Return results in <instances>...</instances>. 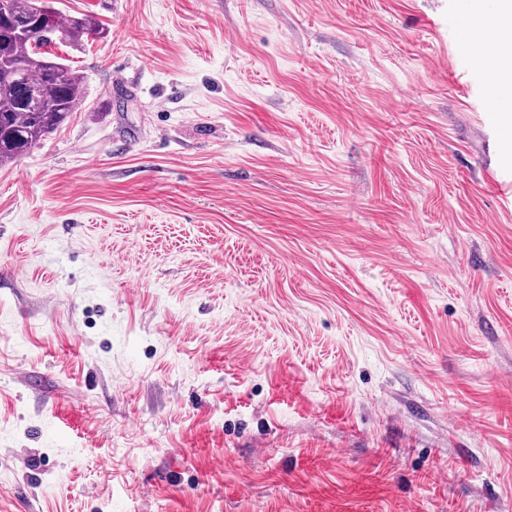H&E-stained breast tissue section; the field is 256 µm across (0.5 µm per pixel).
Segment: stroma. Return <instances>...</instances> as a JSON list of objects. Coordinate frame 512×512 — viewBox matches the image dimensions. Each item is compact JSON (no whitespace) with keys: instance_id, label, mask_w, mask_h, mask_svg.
Wrapping results in <instances>:
<instances>
[{"instance_id":"1","label":"stroma","mask_w":512,"mask_h":512,"mask_svg":"<svg viewBox=\"0 0 512 512\" xmlns=\"http://www.w3.org/2000/svg\"><path fill=\"white\" fill-rule=\"evenodd\" d=\"M53 5L109 35L0 166V512H512L473 0Z\"/></svg>"}]
</instances>
